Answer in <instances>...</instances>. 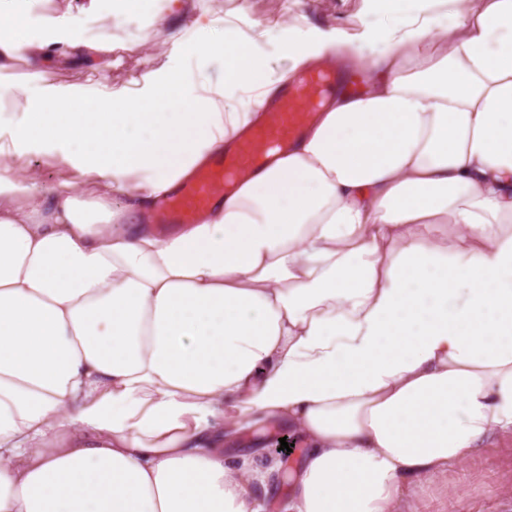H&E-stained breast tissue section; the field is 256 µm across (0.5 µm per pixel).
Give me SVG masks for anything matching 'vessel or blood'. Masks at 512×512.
I'll return each mask as SVG.
<instances>
[{"label": "vessel or blood", "instance_id": "1", "mask_svg": "<svg viewBox=\"0 0 512 512\" xmlns=\"http://www.w3.org/2000/svg\"><path fill=\"white\" fill-rule=\"evenodd\" d=\"M329 86L330 76L325 71L300 73L273 103L269 122L254 128L234 150L212 156L175 190L160 197L148 217L149 222L200 223L214 200L223 195L225 183L253 172L259 164L257 144H264L270 150L280 149L302 135Z\"/></svg>", "mask_w": 512, "mask_h": 512}]
</instances>
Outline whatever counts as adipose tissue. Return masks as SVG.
I'll use <instances>...</instances> for the list:
<instances>
[{
  "mask_svg": "<svg viewBox=\"0 0 512 512\" xmlns=\"http://www.w3.org/2000/svg\"><path fill=\"white\" fill-rule=\"evenodd\" d=\"M415 2L284 67L209 37L223 88L157 69L88 103L46 81L53 39L0 17V89L16 56L39 87L0 122V512H263L259 466L224 456L258 413L307 445L287 512H400L512 436V0L445 26ZM314 61L369 80L204 222H144ZM28 151L87 189L43 193Z\"/></svg>",
  "mask_w": 512,
  "mask_h": 512,
  "instance_id": "adipose-tissue-1",
  "label": "adipose tissue"
}]
</instances>
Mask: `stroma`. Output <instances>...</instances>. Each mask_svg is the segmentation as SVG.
<instances>
[{"label": "stroma", "instance_id": "1", "mask_svg": "<svg viewBox=\"0 0 512 512\" xmlns=\"http://www.w3.org/2000/svg\"><path fill=\"white\" fill-rule=\"evenodd\" d=\"M0 11L21 16L31 38H41L49 19H61L67 36L96 44L97 57L73 53L67 44L56 48V65L50 82L76 87L89 97L114 89H137L148 71L164 66L180 68L188 79L209 76L212 83L224 77V63L200 59L188 43L200 37L199 25L210 31L250 39L254 51L274 62H284L288 38H304L309 30L333 26L382 29L389 16L376 0H178L167 7L164 0H137L121 12L102 16L93 0H0ZM300 16L296 33H288V17ZM22 171L48 192L65 181L82 184L75 171L56 164L38 152L26 153ZM265 445L234 437L224 442V454L238 458L254 453L256 461L293 466L303 452L294 432L278 420L263 419ZM288 450H281L280 442ZM415 512H512V438H505L449 466L446 473L424 482L415 492Z\"/></svg>", "mask_w": 512, "mask_h": 512}]
</instances>
